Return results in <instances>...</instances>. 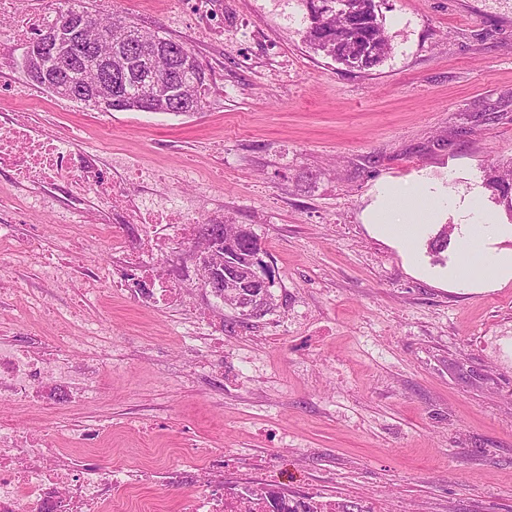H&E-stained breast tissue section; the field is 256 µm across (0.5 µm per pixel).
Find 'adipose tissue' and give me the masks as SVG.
Listing matches in <instances>:
<instances>
[{
    "instance_id": "obj_1",
    "label": "adipose tissue",
    "mask_w": 512,
    "mask_h": 512,
    "mask_svg": "<svg viewBox=\"0 0 512 512\" xmlns=\"http://www.w3.org/2000/svg\"><path fill=\"white\" fill-rule=\"evenodd\" d=\"M448 204L454 208L458 232L467 251L482 258L484 271L477 276H466L460 267H452L442 274V282L450 286L494 288L512 279V249L489 250L487 242L493 229L472 220L469 200L459 198L448 202L441 185L424 177L380 188L365 221L375 233L403 249L418 241L423 225L435 223Z\"/></svg>"
}]
</instances>
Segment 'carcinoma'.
I'll use <instances>...</instances> for the list:
<instances>
[{
  "instance_id": "1",
  "label": "carcinoma",
  "mask_w": 512,
  "mask_h": 512,
  "mask_svg": "<svg viewBox=\"0 0 512 512\" xmlns=\"http://www.w3.org/2000/svg\"><path fill=\"white\" fill-rule=\"evenodd\" d=\"M65 8L49 21L43 30L54 29L68 15H80L89 22V35L102 43L112 41V72L126 70L130 82L122 96L112 101L114 112H142L150 103L154 112H169L181 107L200 109L207 89L208 75L195 53L158 31L144 30L125 18L102 17L92 8L94 0H64ZM332 0H307L309 24L304 39L325 56L350 69L376 66L388 54L389 43L383 25L376 19L374 0H347L348 15L341 17L326 7ZM362 16L373 17L367 28L358 26ZM178 46L177 55L159 56L166 45ZM49 60L38 53L26 55L24 75L41 74ZM485 186L506 202L512 212V162L508 167L492 165L486 170ZM197 247L207 248L208 267L218 275L224 269V255L234 256L239 272L224 281V304L246 316L252 304L247 288L257 241L252 232L241 225L224 223L200 224Z\"/></svg>"
}]
</instances>
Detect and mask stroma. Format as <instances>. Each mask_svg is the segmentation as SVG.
Wrapping results in <instances>:
<instances>
[{"instance_id":"stroma-1","label":"stroma","mask_w":512,"mask_h":512,"mask_svg":"<svg viewBox=\"0 0 512 512\" xmlns=\"http://www.w3.org/2000/svg\"><path fill=\"white\" fill-rule=\"evenodd\" d=\"M390 50L347 70L303 40L304 0H112V15L185 43L210 75L198 112H97L42 92L25 103L26 43L0 18V99L41 131H62L101 159L158 173L150 198L177 195L198 222L250 228L273 305L243 322L210 289L185 286L186 310L119 295L78 303L34 262L0 263L15 290L0 325L33 345L59 317L112 333L92 365L99 399L44 412L14 401L19 430L94 431L95 465L224 477L274 470L289 487L335 496L341 512H512V280L449 287L463 242L427 225L415 259L374 233L365 213L384 181L421 174L470 197L512 248V215L483 184L512 158V0H376ZM8 247L41 236L75 274L108 266L111 227L80 234L54 212L0 191ZM41 298V319L28 303Z\"/></svg>"}]
</instances>
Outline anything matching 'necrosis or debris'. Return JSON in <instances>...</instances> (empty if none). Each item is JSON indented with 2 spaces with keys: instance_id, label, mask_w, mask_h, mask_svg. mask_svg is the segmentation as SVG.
Returning a JSON list of instances; mask_svg holds the SVG:
<instances>
[{
  "instance_id": "4bbe7bcc",
  "label": "necrosis or debris",
  "mask_w": 512,
  "mask_h": 512,
  "mask_svg": "<svg viewBox=\"0 0 512 512\" xmlns=\"http://www.w3.org/2000/svg\"><path fill=\"white\" fill-rule=\"evenodd\" d=\"M0 173L13 185H36L35 207L79 204L92 195L111 215L109 248L124 265L123 281L136 305L165 308L182 296L159 257L183 251L193 243L197 224L178 203L135 201L122 181H148L150 172L115 160L105 166L79 151L62 133L36 131L22 118L0 130ZM63 322L51 346H28L0 336V397L35 404L47 411L87 401L92 374L78 368L71 347L80 343L96 351L108 339L106 329L83 330L73 340ZM150 466L121 476L93 464L75 466L48 435L18 432L0 425V512H116L122 499H133ZM272 484L258 485L250 496L225 486L223 473L205 478L199 494L185 500L180 512H267Z\"/></svg>"
}]
</instances>
